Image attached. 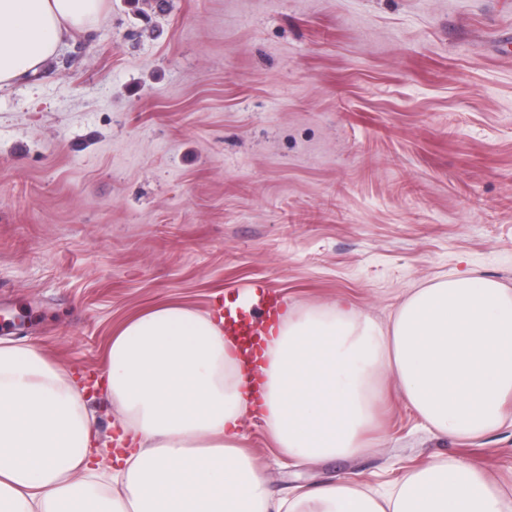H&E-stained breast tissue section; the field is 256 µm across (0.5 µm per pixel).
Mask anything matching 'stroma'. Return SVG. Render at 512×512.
Instances as JSON below:
<instances>
[{"instance_id": "35a3bbf8", "label": "stroma", "mask_w": 512, "mask_h": 512, "mask_svg": "<svg viewBox=\"0 0 512 512\" xmlns=\"http://www.w3.org/2000/svg\"><path fill=\"white\" fill-rule=\"evenodd\" d=\"M447 274L512 289V0H105L0 90V340L69 373L160 304L259 283L384 326ZM240 435L278 495L434 458L512 486V412L446 438L392 386L357 458L292 465L256 417Z\"/></svg>"}]
</instances>
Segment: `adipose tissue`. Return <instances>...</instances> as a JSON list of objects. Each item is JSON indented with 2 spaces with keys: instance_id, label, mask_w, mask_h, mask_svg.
I'll return each instance as SVG.
<instances>
[{
  "instance_id": "1",
  "label": "adipose tissue",
  "mask_w": 512,
  "mask_h": 512,
  "mask_svg": "<svg viewBox=\"0 0 512 512\" xmlns=\"http://www.w3.org/2000/svg\"><path fill=\"white\" fill-rule=\"evenodd\" d=\"M103 0H0V89L42 68ZM392 379L432 430L483 437L512 400V289L450 276L411 289L381 328L333 304L283 313L258 365L224 315L163 305L113 336L98 381L122 463L101 470L87 383L31 344L0 341V512H512L476 463L435 459L388 496L352 482L271 495L238 428L260 413L296 462L369 449L377 384Z\"/></svg>"
}]
</instances>
